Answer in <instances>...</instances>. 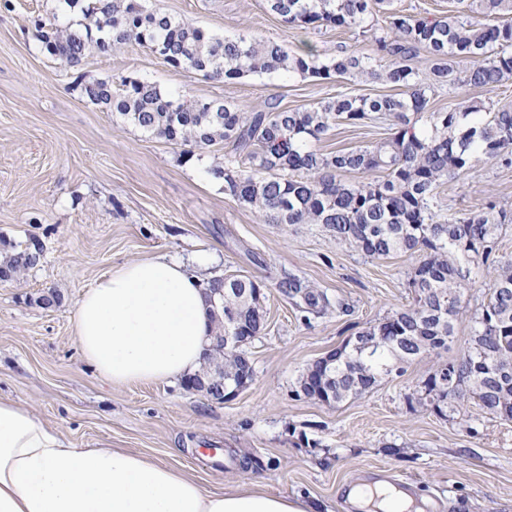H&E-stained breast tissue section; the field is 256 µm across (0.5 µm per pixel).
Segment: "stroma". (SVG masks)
Listing matches in <instances>:
<instances>
[{
  "instance_id": "35a3bbf8",
  "label": "stroma",
  "mask_w": 512,
  "mask_h": 512,
  "mask_svg": "<svg viewBox=\"0 0 512 512\" xmlns=\"http://www.w3.org/2000/svg\"><path fill=\"white\" fill-rule=\"evenodd\" d=\"M176 20L218 37H261L325 58L368 54L385 27L368 30L285 25L265 0H148ZM79 20L66 0H0V253L38 243L39 264L0 281V397L30 409L75 447L112 445L154 456L205 486L243 485L312 502L317 512H357L355 485L384 480L420 512H512V422L470 407L446 418L416 395L437 365L471 343L468 315L447 347L417 357L403 375L327 405L306 397L307 365L412 301L420 254L371 259L337 246L320 224H265L225 195L208 173L223 161L216 144L186 157L182 146L150 136L91 104L84 84L124 78L155 83L183 100H232L246 110L268 103L294 109L337 93L375 96L388 86L300 75L213 80L173 67L128 44L69 66L35 38V18ZM463 99L512 103V83L439 90L430 108ZM443 208L479 210L487 197L512 203V168L486 162L440 187ZM165 255L192 264L202 279L224 274L258 282L266 324L246 347L251 385L217 402L184 383L115 385L82 358L72 330L79 298L112 267ZM293 273L341 302L346 312L304 314L281 294ZM55 291L59 304L37 302ZM224 451L215 467L207 451Z\"/></svg>"
}]
</instances>
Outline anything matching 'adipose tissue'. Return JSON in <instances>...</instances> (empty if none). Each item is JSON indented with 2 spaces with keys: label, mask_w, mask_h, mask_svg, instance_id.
<instances>
[{
  "label": "adipose tissue",
  "mask_w": 512,
  "mask_h": 512,
  "mask_svg": "<svg viewBox=\"0 0 512 512\" xmlns=\"http://www.w3.org/2000/svg\"><path fill=\"white\" fill-rule=\"evenodd\" d=\"M83 357L116 385L183 378L198 367L211 318L204 285L159 255L112 268L77 302ZM362 512H410L402 491L353 490ZM300 497L210 490L182 470L109 445L77 448L0 398V512H310Z\"/></svg>",
  "instance_id": "1"
}]
</instances>
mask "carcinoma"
Instances as JSON below:
<instances>
[{"instance_id": "cac0c4a2", "label": "carcinoma", "mask_w": 512, "mask_h": 512, "mask_svg": "<svg viewBox=\"0 0 512 512\" xmlns=\"http://www.w3.org/2000/svg\"><path fill=\"white\" fill-rule=\"evenodd\" d=\"M81 14L78 24L46 27L35 21L44 49L75 66L93 49L108 52L134 42L174 66L210 79L249 75L349 77L399 89L395 94H338L309 107L282 109L271 103L247 111L221 100L175 101L151 82L124 79L89 83L83 95L145 134L204 149L218 141L230 160L209 173L224 192L271 224H322L336 244L371 258L422 253L410 278L414 303L359 331L375 346L349 350L336 362L334 403L371 388L378 377L401 374L424 353L448 346L454 321L468 308L464 282L472 270L490 278L486 298L472 314L471 345L457 361L437 366L423 382L419 402L454 414L474 404L484 413L512 420V264L490 262L494 240L512 224V208L496 201L463 217L442 213L437 189L482 162L512 167V110L463 100L449 111L428 108L429 94L445 85L493 88L512 80V0H454L448 16L406 15L393 0L387 25L374 36L373 55L342 52L326 61L307 43L297 52L257 37H213L148 8L144 0H67ZM289 26L365 29L369 0H266ZM428 66L411 65L420 51ZM385 125L388 136L358 149L324 153L317 148L338 125ZM382 173L352 183L346 172ZM38 245L6 255L0 280L34 266ZM259 284L249 278L224 283V311L211 313L213 331L262 332L264 307L251 300ZM308 313L331 308L324 292L290 274L277 285Z\"/></svg>"}]
</instances>
